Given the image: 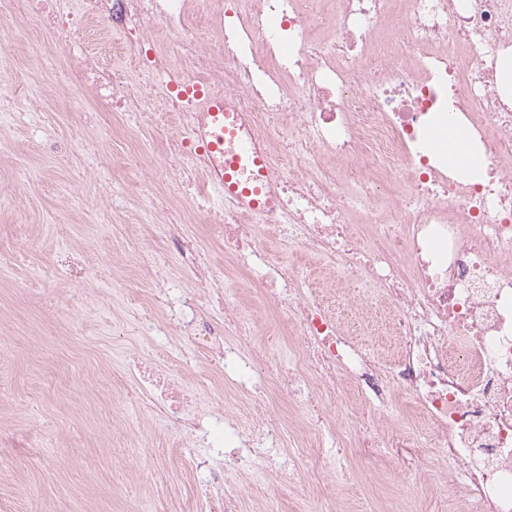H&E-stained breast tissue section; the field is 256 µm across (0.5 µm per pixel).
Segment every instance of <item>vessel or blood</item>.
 <instances>
[{
	"label": "vessel or blood",
	"instance_id": "1",
	"mask_svg": "<svg viewBox=\"0 0 512 512\" xmlns=\"http://www.w3.org/2000/svg\"><path fill=\"white\" fill-rule=\"evenodd\" d=\"M184 93L197 102L193 136L202 147L207 184L241 210L255 211L270 206L273 192L264 180L243 184L235 178L236 172L242 168L263 166L266 152L262 141L255 139L237 151L223 153V159L215 157L216 152H223L224 143L237 139L240 127L248 125V114L238 113L234 123L228 125L224 122V114L230 111V103L206 94L197 85H185Z\"/></svg>",
	"mask_w": 512,
	"mask_h": 512
}]
</instances>
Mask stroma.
I'll return each instance as SVG.
<instances>
[{
  "label": "stroma",
  "instance_id": "obj_1",
  "mask_svg": "<svg viewBox=\"0 0 512 512\" xmlns=\"http://www.w3.org/2000/svg\"><path fill=\"white\" fill-rule=\"evenodd\" d=\"M0 25L27 33L9 49L23 82L0 80V512H200L194 459L222 466L242 512H316L335 490L337 512H443L441 489L414 497L395 467L420 468L400 449L377 465L381 489L356 459H329L331 484L299 486L283 478L248 487L232 457L210 452L207 424L223 420L224 395L212 384L219 368L179 331L196 316L219 325L211 301L188 308L194 266L224 269L217 229L199 222L191 193L154 210L169 195L166 162L186 119L158 116L133 128L129 115L93 108L81 91L56 78L69 63L49 28L0 7ZM153 173L143 182L141 170ZM180 216L196 244L185 261L162 227ZM230 300L240 302L251 330L271 349L287 345L281 316L231 275ZM153 321L141 333V318ZM155 358L196 396L190 413L203 430L178 435L140 408L127 370L134 358Z\"/></svg>",
  "mask_w": 512,
  "mask_h": 512
}]
</instances>
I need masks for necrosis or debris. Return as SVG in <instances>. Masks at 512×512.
Segmentation results:
<instances>
[{
    "label": "necrosis or debris",
    "instance_id": "obj_1",
    "mask_svg": "<svg viewBox=\"0 0 512 512\" xmlns=\"http://www.w3.org/2000/svg\"><path fill=\"white\" fill-rule=\"evenodd\" d=\"M21 2L40 20L59 11L67 19L60 35L71 64L62 85L124 112L132 93L119 76L139 71L179 116L193 104L178 87L202 85L248 113L240 140L265 144L273 208L198 210L222 226L225 269L249 276L297 338L282 364L268 362L232 302L223 327L197 319L180 326L233 374L225 405L242 403L263 363L268 388L301 409L296 426L271 399L252 396L253 429L227 423L220 444L245 483L287 475L290 459L272 450L294 436L306 449L303 480L324 478V451L310 434L324 423L316 400L326 397L350 417L339 452L363 451L370 465L375 445L414 449L447 462L448 481L460 490L448 512H512V99L497 79L499 59L512 53V0H234L217 12L213 0H199L198 15L187 0H78L65 11L58 0ZM159 26L176 33L178 58L95 61L107 37L140 44ZM449 115L464 119L480 144V178L449 169L422 146ZM281 224L299 226L292 245L335 261L349 286L345 305L384 323L397 344L390 367L302 288L289 247L259 243V227ZM132 372L175 428L194 429L168 370L137 359ZM345 383L363 407L346 405ZM405 401L408 426L376 440L372 411ZM260 448L270 451L261 461ZM198 497L205 512L241 509L220 468L201 465Z\"/></svg>",
    "mask_w": 512,
    "mask_h": 512
}]
</instances>
